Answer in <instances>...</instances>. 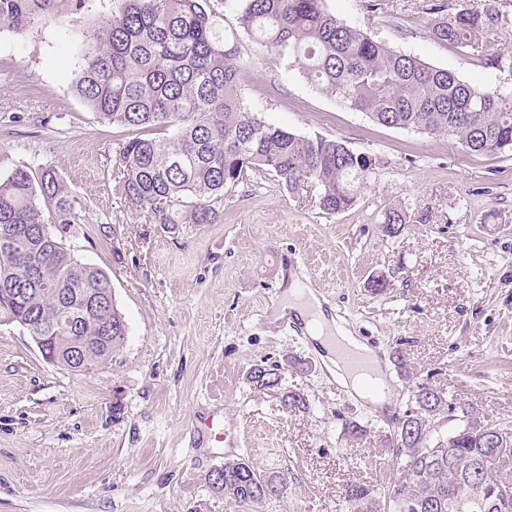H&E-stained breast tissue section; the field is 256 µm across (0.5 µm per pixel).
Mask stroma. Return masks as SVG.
<instances>
[{"mask_svg":"<svg viewBox=\"0 0 512 512\" xmlns=\"http://www.w3.org/2000/svg\"><path fill=\"white\" fill-rule=\"evenodd\" d=\"M446 15L490 9L489 51H512V0H326L327 9L404 53L477 87L503 84L467 48L433 41ZM112 0L18 34L0 23V179L54 168L74 195L65 246L112 280L128 335L86 372L47 362L26 330L0 325V512H235L209 480L242 458L288 480L258 512H346L352 481L400 476L381 440L413 383L433 375L449 395L512 424V152H467L455 138L389 128L340 105L266 47L241 36L242 96L267 124L340 139L377 165L355 204L322 212L249 172L214 224L166 232L129 208L115 160L129 132L99 122L72 91L77 49ZM407 207L401 234L379 224ZM299 270L354 336L378 352L393 386L385 407L352 398L300 327L266 299ZM389 280L371 291L372 277ZM402 349L410 368L393 360ZM279 365L280 389L257 390L253 364ZM306 411L284 410L282 390ZM215 413L226 442L193 428ZM367 428L353 440L345 425Z\"/></svg>","mask_w":512,"mask_h":512,"instance_id":"stroma-1","label":"stroma"}]
</instances>
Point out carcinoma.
Masks as SVG:
<instances>
[{
  "instance_id": "1",
  "label": "carcinoma",
  "mask_w": 512,
  "mask_h": 512,
  "mask_svg": "<svg viewBox=\"0 0 512 512\" xmlns=\"http://www.w3.org/2000/svg\"><path fill=\"white\" fill-rule=\"evenodd\" d=\"M86 0H0V22L18 33L85 7ZM326 0H234L244 33L296 69L317 90L387 127L451 136L478 155L512 150V85L480 89L453 72L432 66L377 40L329 12ZM497 25L490 12L463 8L431 20L430 37L468 47L483 64L512 74V53L488 52L485 34ZM245 67L236 38L220 35L200 0H112L80 49L77 96L99 121L126 127L131 136L116 157L124 199L133 210L174 232L181 224H213L226 192L248 172L267 168L290 192L317 189L319 208L336 214L351 208L376 168L371 156L342 141L305 137L265 123L240 94ZM149 137L148 130L168 131ZM75 220L73 195L52 168L17 167L0 180V289L30 288L0 316L51 313L59 290L106 291L109 276L78 261L52 231ZM401 207L384 211L383 224H407ZM112 305V321L100 335L109 344L90 360H112L127 328ZM258 389L280 385L279 366L262 361L248 374ZM284 409L307 408L303 393H283ZM467 417L466 429L448 440L425 428L443 416ZM391 441L401 477L388 487L363 481L345 485L348 512H459L460 493L472 484L464 512H486L479 490L500 493L512 512V429L476 415L471 404L450 398L430 379L417 382ZM503 443L491 448L487 433ZM224 498L251 507L287 491L278 472L260 473L243 458L224 462Z\"/></svg>"
}]
</instances>
